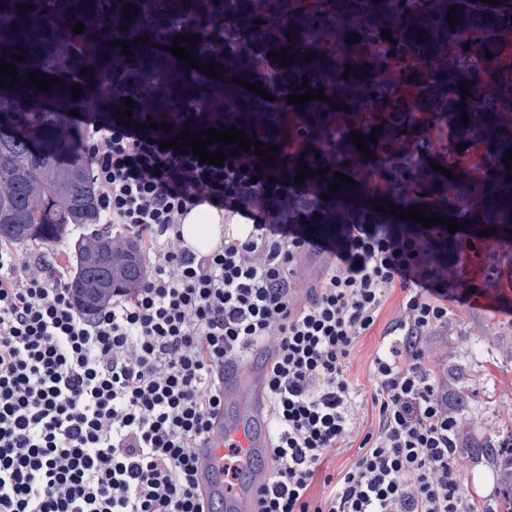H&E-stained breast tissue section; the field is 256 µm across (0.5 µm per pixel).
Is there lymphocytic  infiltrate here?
<instances>
[{
	"label": "lymphocytic infiltrate",
	"mask_w": 512,
	"mask_h": 512,
	"mask_svg": "<svg viewBox=\"0 0 512 512\" xmlns=\"http://www.w3.org/2000/svg\"><path fill=\"white\" fill-rule=\"evenodd\" d=\"M80 149L107 223L139 248L138 288L83 310L53 248L0 242V512H215L196 479L224 415V369L267 356L270 456L260 512H500L470 491L460 453L512 454V417L476 436L483 393L448 365L463 274L432 262L393 224L310 232L316 192L270 180L254 152L213 142L222 165L170 148L149 112L83 117ZM247 219L197 254L180 224L202 202ZM329 252L307 278V256ZM372 354L374 424L361 431L346 375L358 336L393 292ZM354 460L328 473L332 451ZM323 484L315 496V484Z\"/></svg>",
	"instance_id": "1"
}]
</instances>
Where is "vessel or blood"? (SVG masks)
<instances>
[{"mask_svg": "<svg viewBox=\"0 0 512 512\" xmlns=\"http://www.w3.org/2000/svg\"><path fill=\"white\" fill-rule=\"evenodd\" d=\"M265 374L251 365L231 366L224 371V421L210 433L199 455L197 478L201 492L224 501L225 512H257L260 489L267 474L255 468L254 459L269 455L265 422ZM239 448L241 465L248 469L247 483L225 491L221 470L230 448Z\"/></svg>", "mask_w": 512, "mask_h": 512, "instance_id": "vessel-or-blood-1", "label": "vessel or blood"}]
</instances>
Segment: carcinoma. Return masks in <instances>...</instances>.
<instances>
[{
	"mask_svg": "<svg viewBox=\"0 0 512 512\" xmlns=\"http://www.w3.org/2000/svg\"><path fill=\"white\" fill-rule=\"evenodd\" d=\"M452 6L458 17L449 23ZM78 23L85 29L75 33ZM486 27H512V0H500L495 11L485 10L482 0H0V56L17 68L11 88L2 82L12 77L0 76V240L49 244L65 237L71 224L99 223L84 162L72 153L66 115L77 109L123 111L127 97L135 108L169 125L179 123L185 112H222L230 127L274 136L283 150L267 166L272 178L306 166L313 174L305 181L330 185L336 182L334 174L319 175L318 170L331 163L352 172L358 185L325 192L324 216L330 224L383 223L376 207L347 203L373 177L353 135L369 136L376 127L377 146L385 147L405 136L403 130L415 129L416 115L444 106L447 111L440 116L448 118L458 137L484 145L493 194L486 195L463 175L452 181L440 178L415 153L400 166L383 170L385 185L392 192L418 188L414 200L423 208L442 206L462 219L492 216L512 230V180L507 179L512 160L502 162L512 149V68L493 73L500 112L470 111L472 99L462 98L458 86L462 81L477 84L480 77L464 73L461 66H442L429 79L421 71L424 58L454 55L461 61L480 52L492 54L493 62L504 56L508 48L484 38ZM386 30L389 41L381 36ZM352 33L359 40L348 44ZM185 35L198 40L179 46L191 50L193 58L213 63L216 76L203 78L177 56L134 44L144 36L153 45ZM122 41L130 44L131 54H123ZM266 49L280 57L292 54L294 61L269 73ZM312 51L316 57L306 59ZM378 64L398 65L392 82L374 80ZM31 71L38 81L44 73L58 83L40 97L27 78ZM225 72L258 78L273 97L320 90L340 102V108L310 101L274 113L270 101L258 94L226 112L224 102L234 87L218 79ZM76 83L82 93L74 100L71 87ZM463 109L466 123L460 119ZM363 113L374 115V123L336 136V120L356 125ZM330 138L336 148L328 162L316 157L315 147ZM142 278L135 245L128 242L116 249L108 238L78 247L70 288L90 308L112 289L135 288Z\"/></svg>",
	"mask_w": 512,
	"mask_h": 512,
	"instance_id": "cac0c4a2",
	"label": "carcinoma"
}]
</instances>
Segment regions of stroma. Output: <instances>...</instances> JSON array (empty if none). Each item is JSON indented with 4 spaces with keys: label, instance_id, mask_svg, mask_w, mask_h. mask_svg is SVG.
Returning a JSON list of instances; mask_svg holds the SVG:
<instances>
[{
    "label": "stroma",
    "instance_id": "stroma-1",
    "mask_svg": "<svg viewBox=\"0 0 512 512\" xmlns=\"http://www.w3.org/2000/svg\"><path fill=\"white\" fill-rule=\"evenodd\" d=\"M420 136L433 145L432 150L424 154V161L439 165L446 164L458 142L447 122L434 121L429 115L421 118ZM460 235L481 246L483 253L480 260L467 267L465 282L470 297L457 308L456 316L448 327V358L451 363L458 365L462 377L466 379L478 377L484 364L495 365L500 400L496 405L481 408L478 417L483 426L491 427L498 416L512 412V236L496 234L488 221L466 225ZM457 236L434 231L429 249L436 262L457 267ZM487 264L496 265L504 272L497 287L484 285L483 267ZM399 299V294H392L375 325L354 342L346 374L353 384L357 399L366 402L371 399L373 386L368 376L369 360Z\"/></svg>",
    "mask_w": 512,
    "mask_h": 512
}]
</instances>
